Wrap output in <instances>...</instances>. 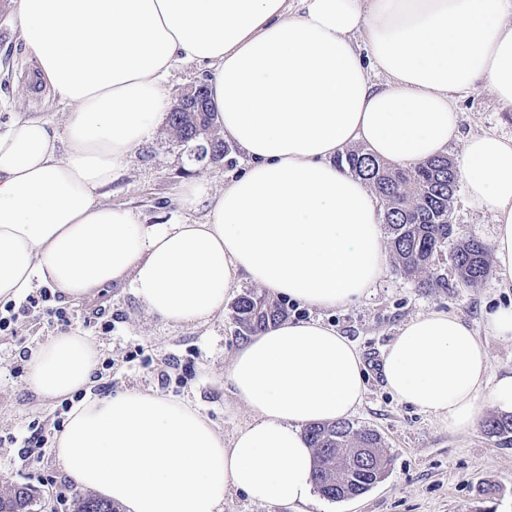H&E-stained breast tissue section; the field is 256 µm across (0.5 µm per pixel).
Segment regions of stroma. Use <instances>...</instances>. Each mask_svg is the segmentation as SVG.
<instances>
[{"instance_id":"35a3bbf8","label":"stroma","mask_w":512,"mask_h":512,"mask_svg":"<svg viewBox=\"0 0 512 512\" xmlns=\"http://www.w3.org/2000/svg\"><path fill=\"white\" fill-rule=\"evenodd\" d=\"M63 109L17 37L12 0H0V126L22 112L46 118L58 129ZM456 110L460 139L449 147L450 158H459L465 138L481 131L512 136V111L501 108L486 86L458 97ZM244 165L245 157L235 147L221 162L197 158L164 125L135 150L123 173L98 197L138 210L149 224L201 222L204 212L182 206V185L194 181L214 192L223 187L225 173ZM450 220L463 236L486 242L493 234L490 216L469 205L461 188L452 200ZM437 266L447 287H418L388 267L372 294L348 307L321 312L288 303L290 319H322L359 351L365 391L350 421L377 432L390 459L384 479L367 493L341 502L320 496L310 512H512V440L488 433L485 422L497 415L490 404H483L482 421L474 429L452 432L443 418L419 413L384 386L382 357L410 318L453 311L477 328L484 312L512 304V288L501 287L499 270H491L478 287L461 288L449 254H442ZM73 311V328L99 345L93 394L139 388L186 399L228 435L250 420L223 373L243 342L231 314L204 324L174 325L149 315L119 286L100 290ZM60 330L45 310L35 308L14 333L0 334V493L28 486L35 495L31 512H73L77 492L54 453L63 402L38 400L25 384L30 348ZM36 425L45 428L47 444L29 462L17 437Z\"/></svg>"}]
</instances>
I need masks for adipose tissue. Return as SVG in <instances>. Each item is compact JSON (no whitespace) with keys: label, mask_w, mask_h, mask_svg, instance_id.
I'll use <instances>...</instances> for the list:
<instances>
[{"label":"adipose tissue","mask_w":512,"mask_h":512,"mask_svg":"<svg viewBox=\"0 0 512 512\" xmlns=\"http://www.w3.org/2000/svg\"><path fill=\"white\" fill-rule=\"evenodd\" d=\"M14 26L65 120L60 135L25 114L0 130V302L37 283L70 301L117 284L150 315L193 324L222 314L246 280L316 309L349 306L388 254L377 195L334 156L356 143L403 167L446 154L456 100L480 84L512 110V0H16ZM180 63L209 68L212 106L247 165L216 194L186 186L204 223L147 224L96 192L170 110L163 83ZM459 173L492 217L510 288L512 138L471 136ZM483 333L512 340V306L479 332L449 311L410 318L383 355L386 389L455 432L473 429L485 402L512 414V369L490 373ZM98 357L82 331L48 337L26 386L73 395ZM225 372L253 414L232 437L189 404L127 389L74 403L60 466L125 512H224L231 490L312 503L304 430L357 411L358 350L322 321H283L249 336Z\"/></svg>","instance_id":"adipose-tissue-1"}]
</instances>
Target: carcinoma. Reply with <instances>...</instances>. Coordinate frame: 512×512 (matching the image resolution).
Returning a JSON list of instances; mask_svg holds the SVG:
<instances>
[{
  "label": "carcinoma",
  "mask_w": 512,
  "mask_h": 512,
  "mask_svg": "<svg viewBox=\"0 0 512 512\" xmlns=\"http://www.w3.org/2000/svg\"><path fill=\"white\" fill-rule=\"evenodd\" d=\"M169 130L182 143L206 142L215 162L228 154L219 125L209 109L205 85L168 112ZM376 193L383 207V223L390 237L392 268L422 287L442 283L435 256L450 248L451 259L463 288L481 284L490 274L489 247L474 237L458 234L450 221L451 203L458 187L457 166L437 156L415 166L396 167L357 147L338 158ZM288 318L285 307L265 292L249 291L234 302L238 332L251 336ZM314 451L313 478L318 492L331 501H343L368 492L384 476L388 459L380 436L371 429L346 421L314 424L306 428ZM31 489L15 486L0 496V512H29ZM75 512H117L112 502L79 495Z\"/></svg>",
  "instance_id": "carcinoma-1"
}]
</instances>
